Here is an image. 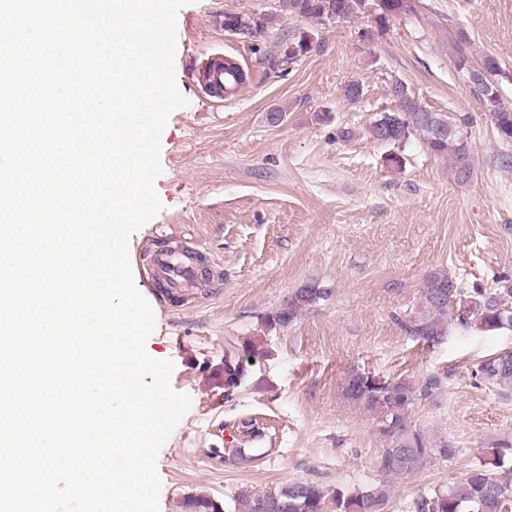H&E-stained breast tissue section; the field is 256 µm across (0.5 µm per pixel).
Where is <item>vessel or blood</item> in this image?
<instances>
[{"instance_id": "1", "label": "vessel or blood", "mask_w": 512, "mask_h": 512, "mask_svg": "<svg viewBox=\"0 0 512 512\" xmlns=\"http://www.w3.org/2000/svg\"><path fill=\"white\" fill-rule=\"evenodd\" d=\"M212 277L211 261L184 242H160L152 255L150 278L168 292L208 287Z\"/></svg>"}]
</instances>
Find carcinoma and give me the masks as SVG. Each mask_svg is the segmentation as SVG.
Listing matches in <instances>:
<instances>
[{
    "instance_id": "cac0c4a2",
    "label": "carcinoma",
    "mask_w": 512,
    "mask_h": 512,
    "mask_svg": "<svg viewBox=\"0 0 512 512\" xmlns=\"http://www.w3.org/2000/svg\"><path fill=\"white\" fill-rule=\"evenodd\" d=\"M282 7L304 18L324 23L327 11L337 19H348L368 9L374 26L362 31L365 41L375 32L387 29L388 23L411 10L409 0H281ZM272 16L251 13L239 16L224 15V29L230 32L252 30L260 39L268 38ZM312 50L311 41L302 36L298 41L285 43L280 63L291 64ZM504 75L500 61L486 56L481 64L469 71V80L481 96L487 117L499 137L512 140V108L493 96L499 77ZM396 109L376 113L368 127L369 135L377 142L390 145L394 152L386 161L398 166V150L410 140L420 142L425 152L451 161L455 177L464 181L471 174L470 149L462 127L468 118L459 120L423 105L401 81L392 82L388 91ZM498 288L476 287L467 291L447 272H430L421 285V303L404 323L405 331L426 343L440 342L448 333V325L463 329L496 331L512 328V281L500 280ZM328 295V289L309 282L288 295L275 311L264 318L269 329L286 327L301 313L318 304ZM253 351L248 344H231L224 351V386L234 388L245 378L241 355ZM478 373L485 380L512 386V353L495 355L483 361ZM443 378L431 375L423 381L397 379L389 381L365 372L350 374L344 393L377 414L380 433L386 438V448L377 457L376 466L385 476L401 477L425 468L434 459L452 457L456 448L446 440H436L412 424L411 408L432 394ZM512 443L498 442L491 457L472 468L466 477L453 485L438 488L419 496L413 503L414 512H512ZM390 486L376 484L351 494L329 493L308 482H292L276 492L266 494L240 492L228 510L209 497H194L189 501L193 512H387Z\"/></svg>"
}]
</instances>
